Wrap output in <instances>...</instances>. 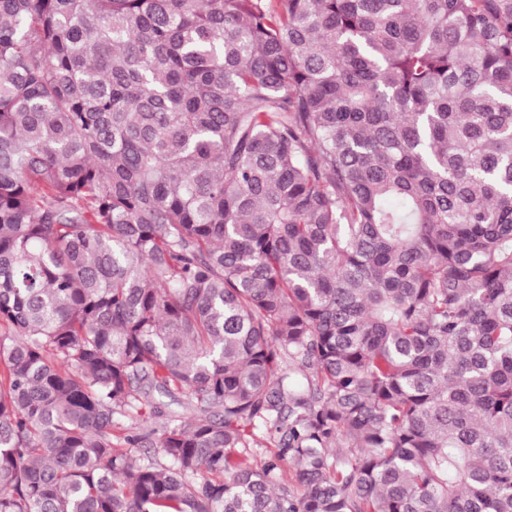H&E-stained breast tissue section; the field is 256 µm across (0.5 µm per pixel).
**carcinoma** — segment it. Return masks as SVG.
Here are the masks:
<instances>
[{"instance_id": "carcinoma-1", "label": "carcinoma", "mask_w": 512, "mask_h": 512, "mask_svg": "<svg viewBox=\"0 0 512 512\" xmlns=\"http://www.w3.org/2000/svg\"><path fill=\"white\" fill-rule=\"evenodd\" d=\"M0 512H512V0H0Z\"/></svg>"}]
</instances>
